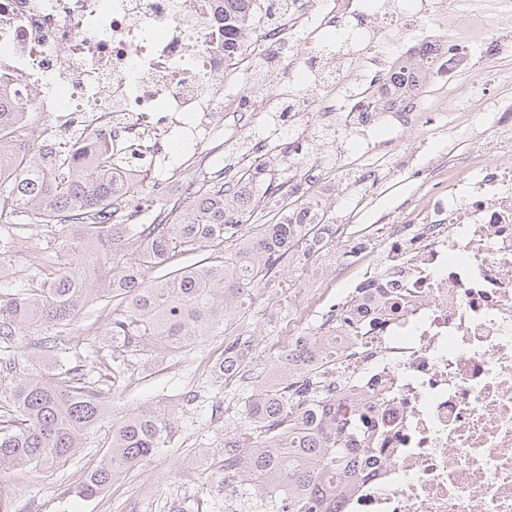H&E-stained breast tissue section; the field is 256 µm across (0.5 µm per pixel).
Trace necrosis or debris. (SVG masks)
<instances>
[{"label": "necrosis or debris", "instance_id": "4bbe7bcc", "mask_svg": "<svg viewBox=\"0 0 512 512\" xmlns=\"http://www.w3.org/2000/svg\"><path fill=\"white\" fill-rule=\"evenodd\" d=\"M259 66L288 80V108L253 80ZM0 88L61 145L88 128L160 186L177 142L193 159L220 136L254 165L323 115L344 143L451 117L464 167L433 174L418 216L348 259L368 267L365 331L336 330L352 371L336 402L365 396L369 432L335 510L512 512V163L487 159L512 145V0H255L252 40L231 52L224 0H0Z\"/></svg>", "mask_w": 512, "mask_h": 512}]
</instances>
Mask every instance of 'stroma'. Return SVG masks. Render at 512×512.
Instances as JSON below:
<instances>
[{"label":"stroma","instance_id":"35a3bbf8","mask_svg":"<svg viewBox=\"0 0 512 512\" xmlns=\"http://www.w3.org/2000/svg\"><path fill=\"white\" fill-rule=\"evenodd\" d=\"M393 138L392 147L407 157V166L380 171L367 183L361 182L359 173L368 156L350 148L340 155L323 156L319 142L303 145L301 162L313 163L320 155L335 170L326 203L335 223L360 235L369 227L390 224L406 200L420 191L414 171L436 168L448 150L447 139L415 130L394 133ZM63 243L57 226L0 224V245L8 247L0 256V292H12L30 275L58 261ZM362 273L357 266L340 276L324 274L289 305L282 295L265 293L262 314L245 321L256 340L254 365L261 370L270 367L299 328L315 320L337 295L346 293L352 279ZM111 318L110 310L96 311L63 336L64 342L81 343L80 357L96 374H106L111 363L112 341L106 334ZM223 350V337L205 336L176 355L146 352L133 356L124 381L111 390L109 398L118 414L149 403L175 410L177 430L166 453L145 459L97 497L83 499L76 491L104 454L99 446L103 436L95 434L93 443L57 470L18 467L0 471V512H224V493L209 479L215 457L224 449V415H197L184 405L186 393L192 390L202 391L205 402L212 404L233 389V381L220 387L211 381L212 367ZM205 448L210 451L206 457L201 454Z\"/></svg>","mask_w":512,"mask_h":512}]
</instances>
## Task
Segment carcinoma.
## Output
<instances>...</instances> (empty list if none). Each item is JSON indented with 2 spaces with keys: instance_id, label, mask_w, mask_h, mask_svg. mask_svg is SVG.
I'll list each match as a JSON object with an SVG mask.
<instances>
[{
  "instance_id": "obj_1",
  "label": "carcinoma",
  "mask_w": 512,
  "mask_h": 512,
  "mask_svg": "<svg viewBox=\"0 0 512 512\" xmlns=\"http://www.w3.org/2000/svg\"><path fill=\"white\" fill-rule=\"evenodd\" d=\"M253 0H224V44L242 46ZM34 113L0 92V222L58 224L65 255L49 277L35 274L14 293H0V344L12 345L30 329L50 332L33 347L53 357L50 375H27L9 390V416L0 419V469H50L67 462L112 418L103 463L78 490L97 496L115 477L167 450L175 412L144 405L112 417V405L82 365L69 364L62 333L99 308L112 311V365L105 381L121 378L130 357L148 349L181 352L204 336H224L219 378L242 386L241 404L224 407L233 426L224 433V459L210 480L224 484V500L240 495L252 512H333L331 505L357 476L346 448L347 424L360 419V402L345 411L330 402L336 373V322L349 310L334 306L321 323L294 337L270 371L252 367L253 340L238 316L259 313L263 292L309 287L336 262L339 228L319 200L298 188L296 199L270 224L251 223L248 196L231 200L226 214L224 179L202 180L187 205L168 204L127 177L114 187L112 148L87 133L68 148H47L25 135ZM136 200L134 209L126 207ZM211 248L224 260L177 268L175 256ZM291 278L282 279L285 266Z\"/></svg>"
}]
</instances>
